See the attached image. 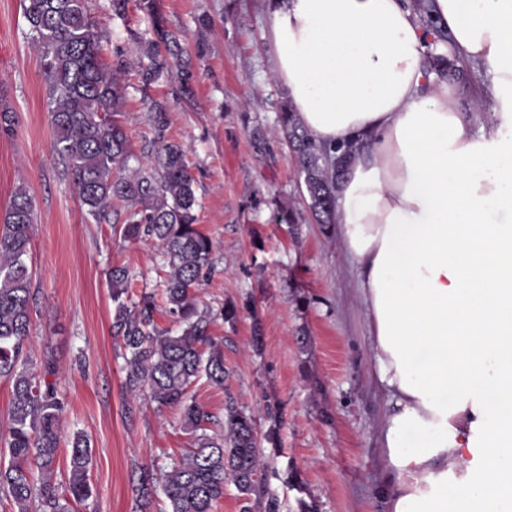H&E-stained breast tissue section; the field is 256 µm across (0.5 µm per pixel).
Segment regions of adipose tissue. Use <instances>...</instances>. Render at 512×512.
<instances>
[{
	"mask_svg": "<svg viewBox=\"0 0 512 512\" xmlns=\"http://www.w3.org/2000/svg\"><path fill=\"white\" fill-rule=\"evenodd\" d=\"M425 7L265 0L268 62L346 160L336 232L385 398L386 512H512V0ZM431 47L488 65L479 132Z\"/></svg>",
	"mask_w": 512,
	"mask_h": 512,
	"instance_id": "adipose-tissue-1",
	"label": "adipose tissue"
}]
</instances>
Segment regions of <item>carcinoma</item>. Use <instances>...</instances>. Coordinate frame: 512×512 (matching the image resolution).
Returning a JSON list of instances; mask_svg holds the SVG:
<instances>
[{
	"label": "carcinoma",
	"mask_w": 512,
	"mask_h": 512,
	"mask_svg": "<svg viewBox=\"0 0 512 512\" xmlns=\"http://www.w3.org/2000/svg\"><path fill=\"white\" fill-rule=\"evenodd\" d=\"M23 15L38 47L48 87V107L54 148L73 176L86 213L100 223L109 217L112 201L129 204L120 227L124 241L153 240L169 267L160 282L162 301L178 329L159 328L153 319L155 294L139 302L127 300L130 271L114 266L108 274L116 304L114 328L125 352V390L132 396L147 391L158 407L180 410L183 429L193 436V448L160 477L168 512H213L234 485L243 497V512H279L276 498L262 480L263 460L257 421L225 392L224 418L218 419L190 395L200 381L224 388V351L212 336L214 317L199 307L197 288L213 268V242L197 224L195 177L182 146L165 140L166 108L145 100L158 131L156 165L127 173L131 153L128 136L117 119L124 103L122 60L102 61V46L88 0H22ZM139 46V75L148 88L165 73L176 72L189 82L192 68L183 59L178 39L160 35ZM277 121L292 143L309 208L322 224H334L336 170L326 165L328 152L302 129L290 109ZM35 205L25 186L18 187L0 218V379L11 385L5 445L9 461L0 462V494L11 512H70L69 504L92 497L89 481L92 455L87 437L74 435L69 448V478L59 492L53 474L62 443L65 402L56 383L51 357L33 366L30 336L34 310L32 272L26 259L31 250ZM270 425L265 440L277 445L282 412L267 403ZM222 428L208 433V425ZM152 477L144 474L137 487L139 512L150 505Z\"/></svg>",
	"instance_id": "1"
}]
</instances>
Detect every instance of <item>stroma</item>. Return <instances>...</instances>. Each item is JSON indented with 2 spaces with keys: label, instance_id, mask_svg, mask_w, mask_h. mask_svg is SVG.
I'll return each instance as SVG.
<instances>
[{
  "label": "stroma",
  "instance_id": "1",
  "mask_svg": "<svg viewBox=\"0 0 512 512\" xmlns=\"http://www.w3.org/2000/svg\"><path fill=\"white\" fill-rule=\"evenodd\" d=\"M103 60L124 58L119 119L134 152L130 167L154 164L156 131L143 99L167 107L165 138L184 146L197 181L196 214L214 243V270L201 308L224 342L225 388L201 382L191 392L216 416L226 394L266 433V402L282 408L280 447L264 444L265 483L280 512H384L379 421L384 402L372 376L369 338L356 273L335 235L308 208L298 164L277 115L287 99L268 65L264 0H89ZM176 35L195 76L188 86L162 76L141 90L140 41L158 30ZM15 112L13 135H0V216L13 191L34 198L31 356L56 364L67 403L62 433H84L92 450L93 496L73 512H135L143 471L170 470L192 446L178 410L157 409L124 388L122 345L112 329L108 272L130 270L129 295L156 290L164 277L159 246L125 242L114 225L85 212L71 175L54 152L47 86L22 0H0V102ZM235 304V322L220 319ZM261 347H254V337Z\"/></svg>",
  "mask_w": 512,
  "mask_h": 512
}]
</instances>
